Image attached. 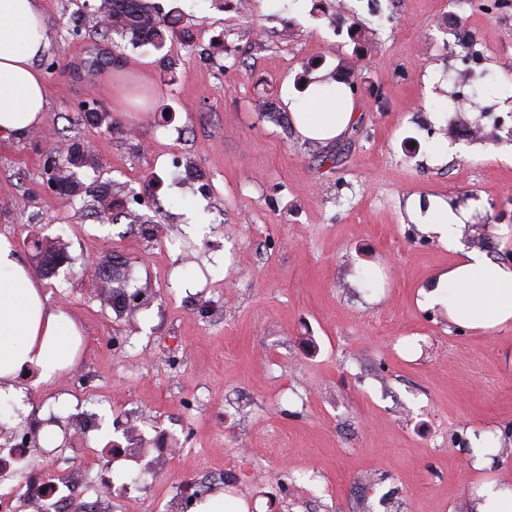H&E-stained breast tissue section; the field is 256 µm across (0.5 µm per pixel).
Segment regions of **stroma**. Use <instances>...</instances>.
<instances>
[{
	"instance_id": "obj_1",
	"label": "stroma",
	"mask_w": 512,
	"mask_h": 512,
	"mask_svg": "<svg viewBox=\"0 0 512 512\" xmlns=\"http://www.w3.org/2000/svg\"><path fill=\"white\" fill-rule=\"evenodd\" d=\"M149 2L178 18L159 51L75 31L81 5L101 0H44L49 110L25 139L0 141V235L28 265L33 233L60 239L69 260L43 290L83 332L71 370L20 379L25 402L39 417L98 415L52 456L31 449L25 468L109 460L119 418L164 448L111 460L102 512H166L228 467L244 512H469L485 485L512 482V325L475 334L424 306L456 254L406 204L469 208L461 245L512 264V98L480 90L492 136L473 140L428 83L462 68L453 17L495 85L512 84V7L346 0L340 17L336 0H250L241 14L224 0ZM315 58L324 72L353 64L359 83L353 128L327 144L261 111ZM90 97L115 132L81 114ZM74 143L99 166L78 169L84 190L63 206L42 157ZM105 183L143 198L138 213L100 223ZM108 254L149 288L135 320L89 291ZM480 433L498 453L475 471Z\"/></svg>"
}]
</instances>
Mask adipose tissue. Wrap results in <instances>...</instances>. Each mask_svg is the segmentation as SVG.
<instances>
[{"instance_id": "1", "label": "adipose tissue", "mask_w": 512, "mask_h": 512, "mask_svg": "<svg viewBox=\"0 0 512 512\" xmlns=\"http://www.w3.org/2000/svg\"><path fill=\"white\" fill-rule=\"evenodd\" d=\"M50 46L43 0H0V140L27 137L45 120L50 92L39 60ZM288 120L304 139L326 142L343 135L354 119L349 88L317 75L298 95H286ZM412 221L443 245L461 237L470 221L463 209L431 201L408 203ZM424 301L442 310L449 323L488 332L512 323V264L492 261L478 249L461 251L439 273ZM82 334L66 309L47 303L42 285L0 236V401L27 417L20 377L42 382L71 369Z\"/></svg>"}]
</instances>
